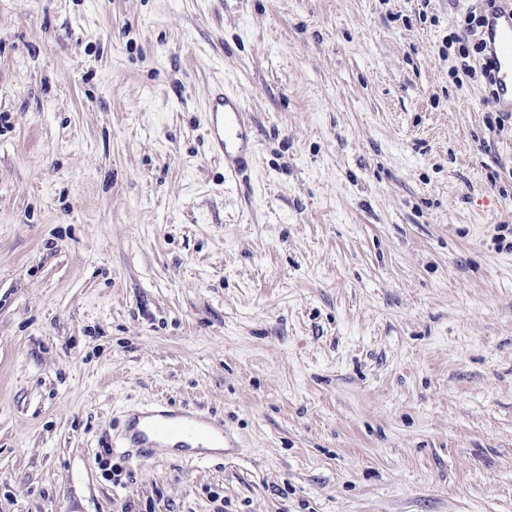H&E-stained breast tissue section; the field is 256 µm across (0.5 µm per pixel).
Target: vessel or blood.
I'll return each instance as SVG.
<instances>
[{"label": "vessel or blood", "instance_id": "1", "mask_svg": "<svg viewBox=\"0 0 512 512\" xmlns=\"http://www.w3.org/2000/svg\"><path fill=\"white\" fill-rule=\"evenodd\" d=\"M499 9L489 12L481 31L482 41L493 63L495 103L512 112V0H499ZM205 134L211 153L224 162V171L237 176L253 162L249 138V118L239 94L219 89L212 92L205 112ZM183 435L178 449L185 457L206 462L214 454L211 440L221 441L223 458L235 457L236 446L230 441L221 421L198 407L175 406L158 401L149 409L133 412L123 430L121 445L127 456L149 458L167 448L168 441Z\"/></svg>", "mask_w": 512, "mask_h": 512}]
</instances>
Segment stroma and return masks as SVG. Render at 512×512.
Masks as SVG:
<instances>
[{
    "mask_svg": "<svg viewBox=\"0 0 512 512\" xmlns=\"http://www.w3.org/2000/svg\"><path fill=\"white\" fill-rule=\"evenodd\" d=\"M471 5L0 0V512H512V117L441 53ZM159 399L237 457L112 482ZM249 118L243 98L224 88L212 92L205 112V134L210 152L224 160V171L235 178L253 162Z\"/></svg>",
    "mask_w": 512,
    "mask_h": 512,
    "instance_id": "stroma-1",
    "label": "stroma"
}]
</instances>
